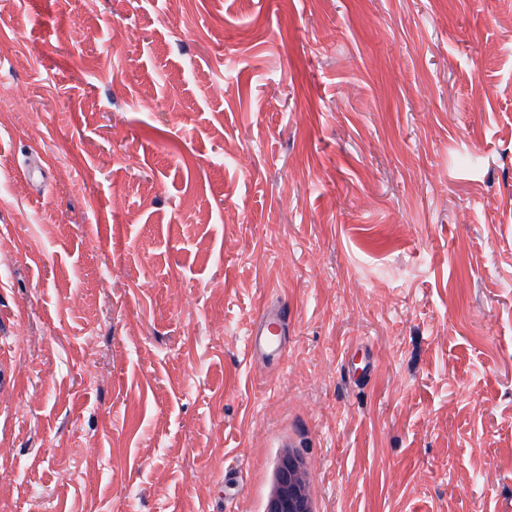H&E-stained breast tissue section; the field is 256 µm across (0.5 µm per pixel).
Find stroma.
Returning <instances> with one entry per match:
<instances>
[{"label": "stroma", "instance_id": "1", "mask_svg": "<svg viewBox=\"0 0 512 512\" xmlns=\"http://www.w3.org/2000/svg\"><path fill=\"white\" fill-rule=\"evenodd\" d=\"M0 51V512H265L289 444L320 512H512V0H0ZM287 328L288 311L279 305L267 306L248 335L252 354L272 360L280 357Z\"/></svg>", "mask_w": 512, "mask_h": 512}]
</instances>
